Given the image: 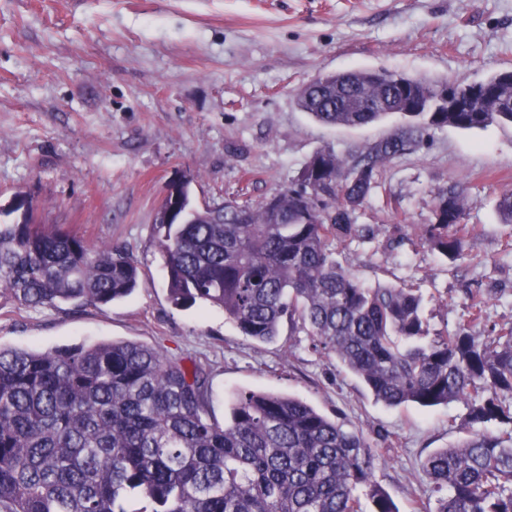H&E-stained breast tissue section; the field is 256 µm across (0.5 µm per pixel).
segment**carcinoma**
<instances>
[{"mask_svg": "<svg viewBox=\"0 0 512 512\" xmlns=\"http://www.w3.org/2000/svg\"><path fill=\"white\" fill-rule=\"evenodd\" d=\"M312 80L298 105L337 127L376 123L402 107L374 71ZM469 112H402L403 130L343 154L315 153L299 178L252 209L197 207L190 181L155 225L169 299L217 306L240 332L269 342L285 322L332 354L390 407L463 400L469 435L426 457L435 510L512 512V326L481 329L487 299L468 297V320L430 336L417 288L371 287L343 269L336 240L369 239L356 210L382 169L420 150L433 128L512 123V71L468 85ZM455 86L453 93L466 89ZM424 243L455 263L470 233L467 187L436 193ZM498 212L512 224V189ZM140 271L127 250L91 245L60 226L0 225V289L31 308L107 304L131 294ZM209 370L197 359L132 341L0 346V512H398L373 479L374 449L304 400L241 391L224 422L211 414ZM492 423L505 427L486 433ZM145 506L131 509L133 501Z\"/></svg>", "mask_w": 512, "mask_h": 512, "instance_id": "1", "label": "carcinoma"}]
</instances>
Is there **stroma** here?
I'll list each match as a JSON object with an SVG mask.
<instances>
[{
	"label": "stroma",
	"mask_w": 512,
	"mask_h": 512,
	"mask_svg": "<svg viewBox=\"0 0 512 512\" xmlns=\"http://www.w3.org/2000/svg\"><path fill=\"white\" fill-rule=\"evenodd\" d=\"M352 69L435 83L512 70V0H0V224L124 246L142 275L130 296L97 307L33 310L0 294V346L134 341L207 360L216 419L242 390L299 397L370 441L374 479L399 512L434 506L420 465L466 436L464 402L389 407L301 328L258 343L220 308L174 306L157 244L173 181L189 180L200 207H255L317 151L394 133L396 115L345 128L300 110L301 86ZM382 181L356 213L375 236L338 242L341 266L371 286L421 289L431 335L467 321L471 290L488 297L485 326L512 325V224L496 210L512 188V126L432 129ZM452 182L469 189L472 229L454 264L420 240L436 190Z\"/></svg>",
	"instance_id": "obj_1"
}]
</instances>
